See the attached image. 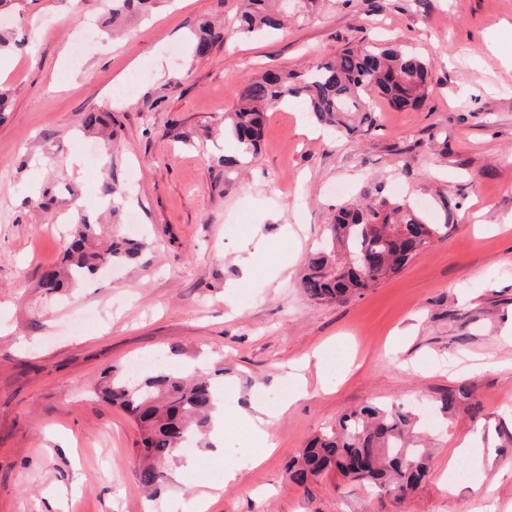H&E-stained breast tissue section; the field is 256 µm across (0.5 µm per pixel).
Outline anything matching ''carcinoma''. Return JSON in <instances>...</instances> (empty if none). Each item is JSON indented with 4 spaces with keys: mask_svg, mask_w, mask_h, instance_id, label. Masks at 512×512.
Masks as SVG:
<instances>
[{
    "mask_svg": "<svg viewBox=\"0 0 512 512\" xmlns=\"http://www.w3.org/2000/svg\"><path fill=\"white\" fill-rule=\"evenodd\" d=\"M112 25L120 26L151 11L158 0H111ZM320 0H239L233 24H204L193 53L206 54L213 44L234 37L269 35L288 20L311 15ZM430 63L395 44L385 49L345 47L335 58L307 72H268L238 92L234 111L224 114V135L246 153L258 151L267 108L299 99L318 123L350 135L375 125L372 95L396 108L415 106L426 97ZM102 197L112 213L124 203L123 190L111 169L102 179ZM436 227L407 201L385 197L350 200L334 208L324 246L307 260L301 286L316 302H342L398 273L428 247ZM147 243L107 237L102 225L84 216L74 225L66 247L65 267L47 272L40 287L56 292L95 276L102 265L133 262ZM101 398L126 410L142 432L137 481L141 490H160L165 464L179 448L204 438L214 409L212 380L203 374L175 375L160 367L137 382L113 374L99 388ZM440 410L464 409L475 415L480 404L461 383L443 394ZM420 422L399 406L367 404L342 416L338 431L312 439L288 465L290 478L304 484L331 471L395 498L417 489L429 473L427 450L415 445Z\"/></svg>",
    "mask_w": 512,
    "mask_h": 512,
    "instance_id": "cac0c4a2",
    "label": "carcinoma"
}]
</instances>
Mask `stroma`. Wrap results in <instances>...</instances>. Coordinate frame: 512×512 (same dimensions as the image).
Instances as JSON below:
<instances>
[{"label":"stroma","mask_w":512,"mask_h":512,"mask_svg":"<svg viewBox=\"0 0 512 512\" xmlns=\"http://www.w3.org/2000/svg\"><path fill=\"white\" fill-rule=\"evenodd\" d=\"M106 0H13L0 22V512H197L210 467L237 468L206 512H512V0H322L276 36L192 55L200 22L235 0H160L122 35L99 27ZM97 38L67 58L81 21ZM402 44L433 66L427 96L345 137L300 101L268 114L257 155L239 158L224 115L267 70L303 73L347 45ZM88 112L120 125L81 131ZM114 161L139 232L153 247L65 294L39 288L60 266L78 214L99 215ZM414 203L441 232L399 274L347 302L316 303L299 282L332 205L374 194ZM85 200L75 210L76 200ZM237 232H229V225ZM258 252L251 278L237 258ZM330 348L333 388L291 404L264 454L244 415L286 401L289 371ZM358 364L341 373V356ZM214 377L237 414L224 449H196L155 497L137 484L139 434L94 393L139 358ZM468 383L479 417L438 415ZM369 402L433 420L431 474L397 499L333 472L299 486L288 463ZM479 436L470 455L456 450ZM468 474L448 481L449 465Z\"/></svg>","instance_id":"stroma-1"}]
</instances>
